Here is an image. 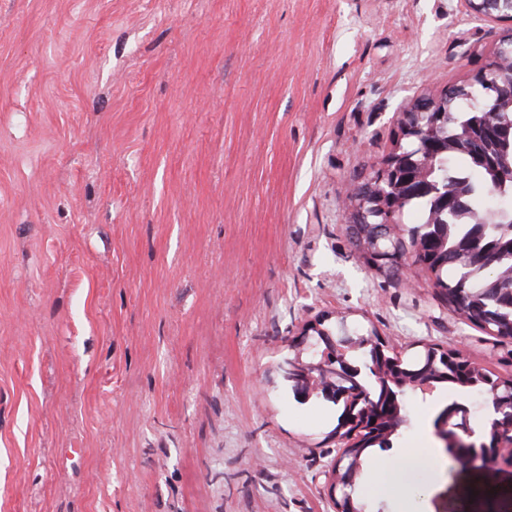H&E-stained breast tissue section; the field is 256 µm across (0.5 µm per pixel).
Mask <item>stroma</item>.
Listing matches in <instances>:
<instances>
[{"instance_id":"stroma-1","label":"stroma","mask_w":512,"mask_h":512,"mask_svg":"<svg viewBox=\"0 0 512 512\" xmlns=\"http://www.w3.org/2000/svg\"><path fill=\"white\" fill-rule=\"evenodd\" d=\"M512 22L463 0H0V512H335L336 408L281 365L353 345L512 340L347 236L422 96ZM436 388L411 396L415 446ZM415 512H512V473L422 476Z\"/></svg>"}]
</instances>
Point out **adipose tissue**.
<instances>
[{
	"label": "adipose tissue",
	"instance_id": "ef3b65f1",
	"mask_svg": "<svg viewBox=\"0 0 512 512\" xmlns=\"http://www.w3.org/2000/svg\"><path fill=\"white\" fill-rule=\"evenodd\" d=\"M421 449L401 452L390 461L374 463L367 484L369 494L404 499L413 492L412 481L417 475L434 473L442 456L429 437H422Z\"/></svg>",
	"mask_w": 512,
	"mask_h": 512
}]
</instances>
